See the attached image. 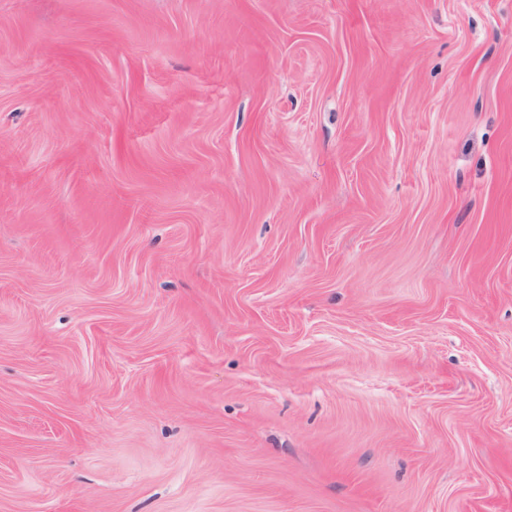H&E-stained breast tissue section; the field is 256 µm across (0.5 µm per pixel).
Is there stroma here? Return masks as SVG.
Wrapping results in <instances>:
<instances>
[{"instance_id": "35a3bbf8", "label": "stroma", "mask_w": 512, "mask_h": 512, "mask_svg": "<svg viewBox=\"0 0 512 512\" xmlns=\"http://www.w3.org/2000/svg\"><path fill=\"white\" fill-rule=\"evenodd\" d=\"M0 512H512V0H0Z\"/></svg>"}]
</instances>
